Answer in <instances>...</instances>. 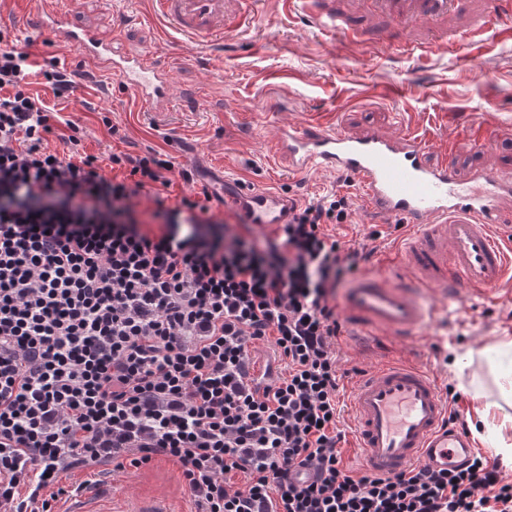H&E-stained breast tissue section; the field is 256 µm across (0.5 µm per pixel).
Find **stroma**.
I'll return each instance as SVG.
<instances>
[{
    "instance_id": "35a3bbf8",
    "label": "stroma",
    "mask_w": 512,
    "mask_h": 512,
    "mask_svg": "<svg viewBox=\"0 0 512 512\" xmlns=\"http://www.w3.org/2000/svg\"><path fill=\"white\" fill-rule=\"evenodd\" d=\"M329 10L361 31L348 40L320 30L304 14H288L279 0H256L254 21L223 40L192 44L160 22L147 20L148 0H69L75 22L94 26L105 36L121 35L122 45L152 52L172 65L178 104L169 112H144L130 98L115 93V79L93 73L81 52L57 45L23 21L18 0H0V30L36 64L58 61L73 72L75 88L65 98L40 87L56 134L50 145L62 149L65 120L82 129L85 152L107 158L156 150L191 181H176L169 198L200 197L209 190L211 211L224 213L225 180H242L292 195L303 205L325 195L346 194L353 201L349 221L330 226L347 247L361 248L378 231L374 250L358 263L359 273L380 272L381 257L393 250L404 229L365 209L349 178L312 172L289 173L272 152L277 128L303 124L320 115L330 127L346 131L395 133L412 127L427 132L434 150L454 145L461 169L475 166L512 170V43L470 46L462 36L467 22L480 15L485 0H465L462 12L422 25L366 8L363 0H326ZM447 38L448 51L420 59L407 55L413 41ZM406 89L400 104L382 90ZM484 125L499 142L496 154L480 153L466 138L470 125ZM432 310L414 337L369 339L342 326L334 346L350 386L383 360H404L431 372L440 389L457 393L461 421L475 420V395L500 398L499 371L512 369V276L490 292L424 291ZM112 479L115 502L135 497L165 498L172 512H190L182 469L158 456L146 466L99 467Z\"/></svg>"
}]
</instances>
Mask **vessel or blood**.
<instances>
[{
    "label": "vessel or blood",
    "mask_w": 512,
    "mask_h": 512,
    "mask_svg": "<svg viewBox=\"0 0 512 512\" xmlns=\"http://www.w3.org/2000/svg\"><path fill=\"white\" fill-rule=\"evenodd\" d=\"M302 7L322 29L345 33L343 19L320 10L318 0H282ZM395 17L430 23L461 10L464 0H376ZM228 0H150L152 14L188 40L213 41L248 26L246 0L228 11ZM34 24L56 42L76 45L98 70L113 74L121 92L132 93L152 111H168L172 100L170 72L140 53L118 50L115 40L92 27L70 22L68 13H37ZM512 41V23L471 21L469 43L483 47L487 32ZM276 153L289 171L325 172L356 181L365 208L404 224L403 239L385 258L383 275H364L347 289L341 310L366 336H406L423 328L430 308L418 290L440 287L486 290L512 274V171L474 167L460 174L452 149L435 153L419 131L398 134H353L323 127L320 118L280 127ZM227 205L244 223L272 229L287 223L292 199L276 190L246 183L225 192ZM413 280L403 285L401 270ZM348 404L355 424V447L373 472L393 474L422 462L433 467L459 464L475 443L463 428L449 425L448 406L434 379L401 361L377 365L352 383ZM73 512H170L155 498L127 500L113 510L109 496L85 492Z\"/></svg>",
    "instance_id": "vessel-or-blood-1"
}]
</instances>
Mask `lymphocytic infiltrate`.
Listing matches in <instances>:
<instances>
[{
  "instance_id": "f902f5d3",
  "label": "lymphocytic infiltrate",
  "mask_w": 512,
  "mask_h": 512,
  "mask_svg": "<svg viewBox=\"0 0 512 512\" xmlns=\"http://www.w3.org/2000/svg\"><path fill=\"white\" fill-rule=\"evenodd\" d=\"M29 55L0 34V512H53L71 469L180 464L194 512H512V481L475 454L380 476L343 466L333 303L360 253L325 233L353 202L292 209L261 246L199 200L134 199L190 181L153 150L50 149ZM272 343L284 371H251ZM245 484L233 486L230 473Z\"/></svg>"
}]
</instances>
